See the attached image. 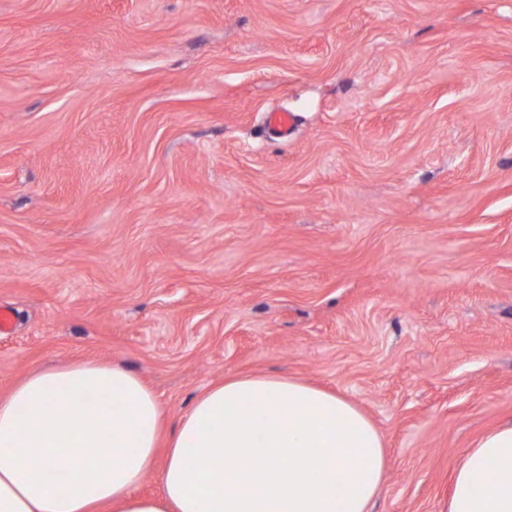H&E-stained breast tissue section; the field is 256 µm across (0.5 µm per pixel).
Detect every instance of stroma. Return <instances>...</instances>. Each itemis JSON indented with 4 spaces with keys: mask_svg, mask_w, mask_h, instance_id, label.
Instances as JSON below:
<instances>
[{
    "mask_svg": "<svg viewBox=\"0 0 512 512\" xmlns=\"http://www.w3.org/2000/svg\"><path fill=\"white\" fill-rule=\"evenodd\" d=\"M0 307V395L292 376L440 512L512 420V0H0Z\"/></svg>",
    "mask_w": 512,
    "mask_h": 512,
    "instance_id": "35a3bbf8",
    "label": "stroma"
}]
</instances>
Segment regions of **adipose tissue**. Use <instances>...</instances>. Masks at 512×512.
I'll list each match as a JSON object with an SVG mask.
<instances>
[{"instance_id": "ef3b65f1", "label": "adipose tissue", "mask_w": 512, "mask_h": 512, "mask_svg": "<svg viewBox=\"0 0 512 512\" xmlns=\"http://www.w3.org/2000/svg\"><path fill=\"white\" fill-rule=\"evenodd\" d=\"M161 420L123 366L30 374L0 396V512H369L384 480L372 420L294 378H226L166 440ZM442 512H512V422L465 453Z\"/></svg>"}]
</instances>
